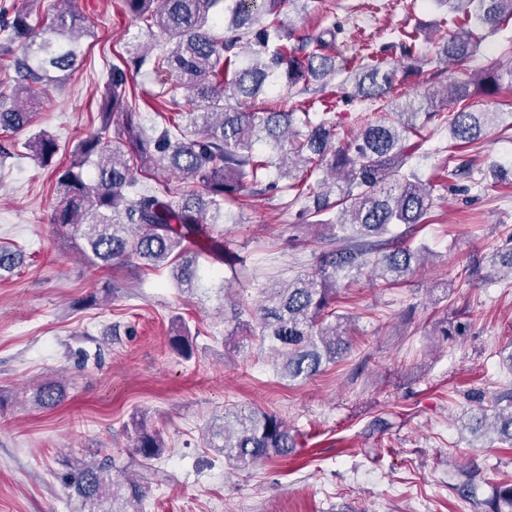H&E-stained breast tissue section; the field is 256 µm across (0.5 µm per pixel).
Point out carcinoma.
<instances>
[{
  "instance_id": "obj_1",
  "label": "carcinoma",
  "mask_w": 512,
  "mask_h": 512,
  "mask_svg": "<svg viewBox=\"0 0 512 512\" xmlns=\"http://www.w3.org/2000/svg\"><path fill=\"white\" fill-rule=\"evenodd\" d=\"M57 12L46 32L30 24L37 0H23L14 14L5 41H24L16 63L20 82L16 100L0 99V126L26 128L32 118L28 106L38 99L37 86L52 83L49 69L70 71L78 58L77 30L82 19L74 0H55ZM448 7L440 56L447 62L477 52L484 32L495 33L512 21V0H435ZM285 0H123L126 13L159 35L147 47L131 49L112 65L102 97L100 125L79 141L69 168L57 177L60 205L53 223L74 230L78 250L88 263L122 265L136 258L154 268H167L179 289L198 287L199 253L192 237L208 224L232 221L226 205L246 190L271 192L285 208L299 201V214L326 229L311 272L288 284L277 282L264 291L265 300L250 319L235 314L238 324L260 340H269L281 358L277 377L305 382L336 362L350 349L344 326L349 316L336 313L341 279H355L369 270L381 286L406 281L425 260L429 248L413 247L396 232L426 223L432 189L409 161L422 146L420 131L441 116V105L455 106L446 116L456 144L471 146L485 129L501 122L502 113L476 111L468 100L477 93L493 94L512 86V62L506 70L481 73L466 70L428 95L425 102L387 103L395 69L384 57L390 49L419 59L420 33L401 30L397 40L351 58L327 54L342 33L325 28L310 37L296 34L280 18ZM224 27L221 34L215 29ZM151 70L171 76L162 89L169 111L181 119L161 118L146 126L136 96L128 88L130 71ZM344 71L354 80V96L380 105L384 115L363 123L347 142L336 143V120L327 96L329 77ZM310 104L323 106L320 120L305 110L249 111L243 102L255 101L280 83ZM263 142L274 155L257 153ZM41 160L51 157L56 143L37 134L25 143ZM177 172L197 184L191 191L169 190L172 203L144 186V180ZM224 262L222 281L244 285L257 279V270L240 256L232 241L214 246ZM173 351L191 359L196 338L183 325L169 337ZM65 387L47 383L36 390L34 405L57 406ZM474 430L491 431L500 442L512 444V390L496 397L494 405L473 417ZM134 454L146 468L166 451L159 432L144 420L131 425ZM207 446L224 455L225 464L245 470L273 456H288L295 438L273 413L239 409L208 431ZM109 455L62 456L56 478L77 501V512H142L149 487L141 475L114 478ZM454 494L473 512H512V481L491 482L472 464L460 471Z\"/></svg>"
}]
</instances>
